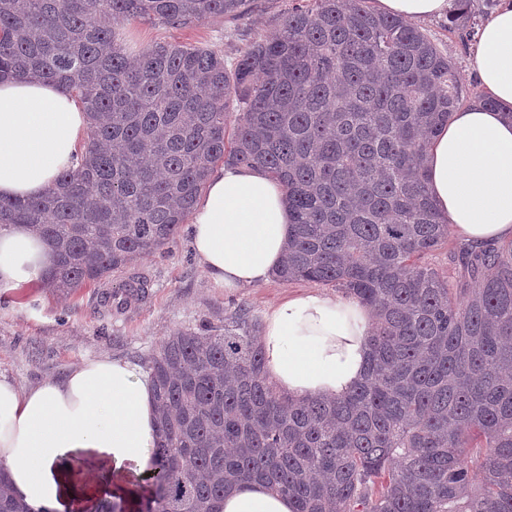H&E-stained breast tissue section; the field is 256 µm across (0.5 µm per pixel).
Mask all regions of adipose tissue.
Wrapping results in <instances>:
<instances>
[{"instance_id":"adipose-tissue-1","label":"adipose tissue","mask_w":512,"mask_h":512,"mask_svg":"<svg viewBox=\"0 0 512 512\" xmlns=\"http://www.w3.org/2000/svg\"><path fill=\"white\" fill-rule=\"evenodd\" d=\"M411 22L440 17L448 0H373ZM471 57L486 97L454 112L432 141L427 186L453 234L483 244L512 240V0L485 19ZM79 101L34 77L0 82V199L45 195L88 137ZM291 218L283 188L260 168L229 165L209 175L192 212V248L207 278L227 288L265 282L281 262ZM54 253L28 225L0 228V286L48 270ZM373 311L351 298L303 291L269 307L259 337L269 380L295 400L340 399L361 382ZM159 442L149 375L126 360H85L29 388L0 375V466L31 512H94L126 496L151 468ZM86 475L76 478L75 458ZM217 512H296L265 484L225 491Z\"/></svg>"}]
</instances>
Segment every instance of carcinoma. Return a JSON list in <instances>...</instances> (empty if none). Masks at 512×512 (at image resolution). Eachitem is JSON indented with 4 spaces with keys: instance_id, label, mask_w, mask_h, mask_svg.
<instances>
[{
    "instance_id": "1",
    "label": "carcinoma",
    "mask_w": 512,
    "mask_h": 512,
    "mask_svg": "<svg viewBox=\"0 0 512 512\" xmlns=\"http://www.w3.org/2000/svg\"><path fill=\"white\" fill-rule=\"evenodd\" d=\"M453 23L481 11L455 0ZM253 0H0V81L33 75L88 112L78 164L34 200L0 199L54 250L43 287L99 282L179 235L212 165L259 166L284 189L275 277L331 284L374 310L360 384L294 402L268 382L257 324L172 333L146 364L159 444L134 512H214L260 481L297 512H512V241L448 251L428 145L469 97L419 27L368 0H300L234 68L212 48L158 42L131 61L122 22L190 27ZM236 113L230 142L226 117ZM0 512H29L0 472Z\"/></svg>"
}]
</instances>
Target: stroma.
Instances as JSON below:
<instances>
[{"mask_svg": "<svg viewBox=\"0 0 512 512\" xmlns=\"http://www.w3.org/2000/svg\"><path fill=\"white\" fill-rule=\"evenodd\" d=\"M292 0H254L253 12L234 19L214 17L193 27L173 28L149 21L122 24L121 42L130 52L165 41L206 45L233 63L257 36H271L280 27ZM455 62L464 83L478 86L471 65L475 36L467 29L449 30L447 17L420 22ZM191 224L162 250L139 259L132 270L113 271L110 278L69 294L39 283L16 289L0 287V375L28 387L47 378H61L87 359L109 356L144 365L174 330L200 323L222 324L225 315L247 308L263 321L270 305L307 290L308 282H267L245 288H224L205 276L191 247ZM144 273L149 288L139 299L121 288L130 271Z\"/></svg>", "mask_w": 512, "mask_h": 512, "instance_id": "stroma-1", "label": "stroma"}]
</instances>
